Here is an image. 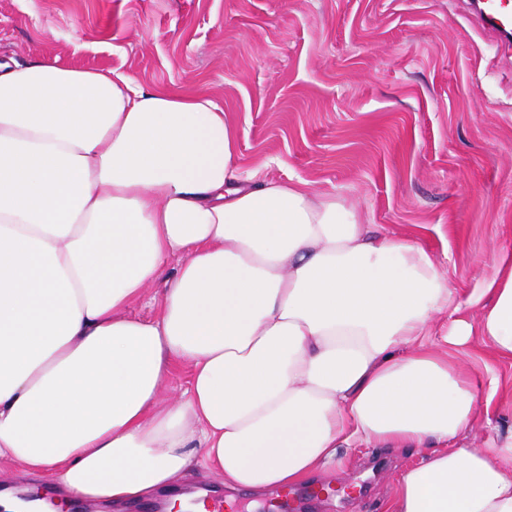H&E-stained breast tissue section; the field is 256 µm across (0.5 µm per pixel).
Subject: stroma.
<instances>
[{
	"label": "stroma",
	"instance_id": "stroma-1",
	"mask_svg": "<svg viewBox=\"0 0 512 512\" xmlns=\"http://www.w3.org/2000/svg\"><path fill=\"white\" fill-rule=\"evenodd\" d=\"M472 0H0V52L199 88L235 124L247 168L303 179L392 235L424 242L458 290L512 247V54ZM476 440L512 425V362L462 355ZM413 448L341 450L288 494L303 512H381Z\"/></svg>",
	"mask_w": 512,
	"mask_h": 512
}]
</instances>
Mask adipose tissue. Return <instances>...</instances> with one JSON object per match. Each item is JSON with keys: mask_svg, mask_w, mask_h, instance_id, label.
<instances>
[{"mask_svg": "<svg viewBox=\"0 0 512 512\" xmlns=\"http://www.w3.org/2000/svg\"><path fill=\"white\" fill-rule=\"evenodd\" d=\"M476 337L512 359V250L458 302L419 234L245 172L204 91L0 58V460L203 512L172 492L197 467L261 494L365 442L419 451L382 512H512V428L468 444L492 403L447 352ZM163 288V283L158 281L146 290L144 297L132 308V312L143 317H153L158 309V296ZM188 371L183 366H177L174 368L172 376L166 382L163 390V399L167 403L176 402L187 388L188 383Z\"/></svg>", "mask_w": 512, "mask_h": 512, "instance_id": "ef3b65f1", "label": "adipose tissue"}]
</instances>
